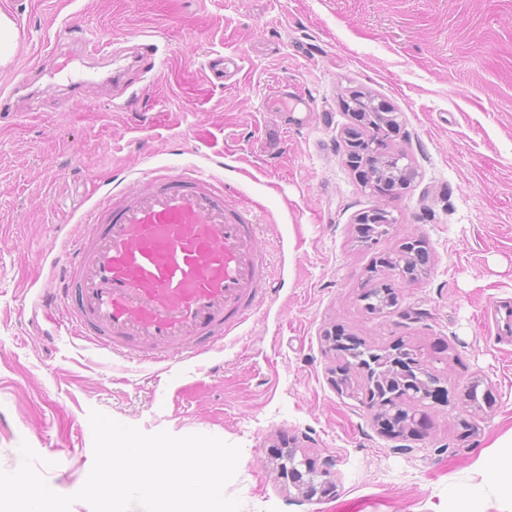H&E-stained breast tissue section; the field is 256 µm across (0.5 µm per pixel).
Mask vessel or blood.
I'll return each mask as SVG.
<instances>
[{
    "instance_id": "b4317fda",
    "label": "vessel or blood",
    "mask_w": 512,
    "mask_h": 512,
    "mask_svg": "<svg viewBox=\"0 0 512 512\" xmlns=\"http://www.w3.org/2000/svg\"><path fill=\"white\" fill-rule=\"evenodd\" d=\"M157 44L135 47L142 73ZM61 241L38 307L65 317L67 335L103 354L167 363L213 351L277 289L258 226L223 183L202 174L152 170L139 192H109Z\"/></svg>"
}]
</instances>
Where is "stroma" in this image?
Returning a JSON list of instances; mask_svg holds the SVG:
<instances>
[{
    "instance_id": "35a3bbf8",
    "label": "stroma",
    "mask_w": 512,
    "mask_h": 512,
    "mask_svg": "<svg viewBox=\"0 0 512 512\" xmlns=\"http://www.w3.org/2000/svg\"><path fill=\"white\" fill-rule=\"evenodd\" d=\"M20 36L0 66L11 88L34 66L40 80L0 119V469L28 442L39 471L70 495L93 465L88 420L98 410L144 433L204 434L241 448L227 495L241 512H446L452 486L486 484L483 512L505 503L487 461L512 432V339L484 319L512 304V0H0ZM105 49L145 36L156 72L76 60L80 94L52 74L45 52L74 33ZM238 64L218 82L208 63ZM287 85L303 105L272 100ZM372 93L394 109L393 150L416 171L400 196L361 186L346 162L341 101ZM204 168L259 218V245L278 294L222 347L212 372L187 361L113 366L36 311L55 238H74L114 174L134 192L151 169ZM395 218L376 244L359 242L358 214ZM426 239L430 265L400 288L397 307L367 314L358 299L378 253ZM367 345L397 341L432 361L448 387L422 439L381 433L372 413L331 381L323 332ZM479 382L488 413L461 401ZM295 440L316 463L333 460L335 497L302 502L271 464Z\"/></svg>"
}]
</instances>
